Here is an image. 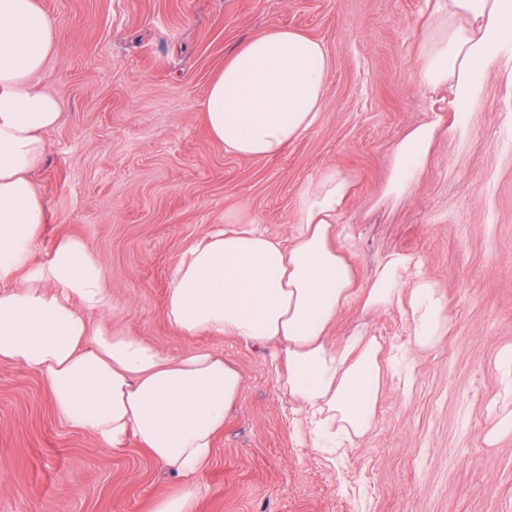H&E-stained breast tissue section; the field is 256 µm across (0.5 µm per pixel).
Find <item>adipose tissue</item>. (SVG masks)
Returning <instances> with one entry per match:
<instances>
[{
  "label": "adipose tissue",
  "instance_id": "1",
  "mask_svg": "<svg viewBox=\"0 0 512 512\" xmlns=\"http://www.w3.org/2000/svg\"><path fill=\"white\" fill-rule=\"evenodd\" d=\"M436 13L420 81L452 87L448 134L461 137L484 72L512 50V0H438ZM55 51V27L36 0H0V361L42 374L56 413L71 427L105 447L135 442L180 479L150 512H193L195 479L242 378L212 350L175 358L100 323L113 312L112 288L84 239L60 236L38 256L47 210L31 176L63 107L35 79ZM331 69L320 40L279 27L251 37L225 59L201 102L211 136L239 157L283 154L318 123ZM437 133V122H426L395 143L385 198L410 193ZM352 188L342 173L320 172L297 194L286 241L244 217L198 237L173 270L163 307L182 336L275 344L284 391L303 407L314 447L329 451L369 430L382 383L376 337L326 344L339 311L356 299L367 309L400 308L418 350L435 346L449 322L446 300L409 255H387L356 288L336 224Z\"/></svg>",
  "mask_w": 512,
  "mask_h": 512
}]
</instances>
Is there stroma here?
<instances>
[{
	"label": "stroma",
	"instance_id": "obj_1",
	"mask_svg": "<svg viewBox=\"0 0 512 512\" xmlns=\"http://www.w3.org/2000/svg\"><path fill=\"white\" fill-rule=\"evenodd\" d=\"M57 51L39 88L63 104L32 176L48 214L37 247L75 235L99 255L113 322L178 357L222 354L243 380L193 512H512V411L499 351L512 345V62L484 74L464 140L440 136L403 202L382 201L395 142L448 124L451 89L419 81L433 0H37ZM288 27L323 41L333 68L319 122L273 158L227 153L200 103L225 58ZM354 191L338 218L358 284L389 253L420 261L448 333L416 353L413 385L383 374L374 423L336 456L312 448L279 384L274 346L185 338L163 315L171 272L212 225L246 215L288 239L299 190L321 171ZM360 334L411 349L397 308H344L326 341ZM177 481L135 443L114 450L66 424L44 377L0 362V512H149Z\"/></svg>",
	"mask_w": 512,
	"mask_h": 512
}]
</instances>
